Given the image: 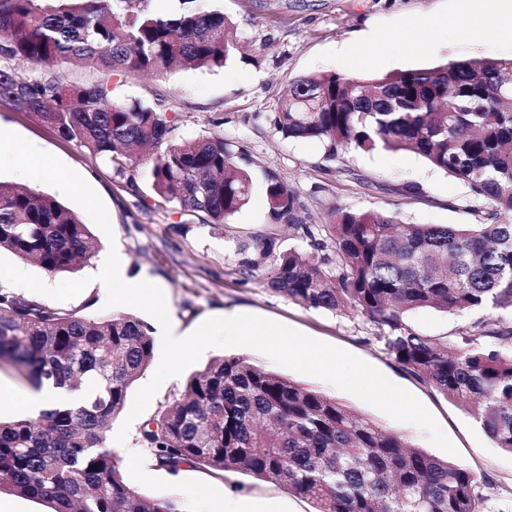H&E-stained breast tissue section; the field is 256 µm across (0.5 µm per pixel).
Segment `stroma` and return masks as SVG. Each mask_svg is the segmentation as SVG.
Masks as SVG:
<instances>
[{
  "instance_id": "35a3bbf8",
  "label": "stroma",
  "mask_w": 512,
  "mask_h": 512,
  "mask_svg": "<svg viewBox=\"0 0 512 512\" xmlns=\"http://www.w3.org/2000/svg\"><path fill=\"white\" fill-rule=\"evenodd\" d=\"M191 5L223 13L231 22L238 52L230 64L214 70L187 66L161 77L115 74L110 79L118 94L159 101L168 111L180 113L178 139L215 134L234 145L243 166L253 173L255 186L243 209L224 223H183L175 204L152 190L150 168H139L136 187H129L116 170L61 138L36 115L0 101V128L53 153L77 173H90V185L108 211L114 239L102 241L96 257L74 271V278L86 277L90 283L80 296L64 302V309L95 319L119 314V307L99 301V285L91 280L114 249L129 275L164 288L181 332L192 333L207 318L237 311L340 347L409 390L455 446V463L487 485L490 512H512V454L495 448L462 407L396 363L361 317L308 309L268 289L276 256L306 249L307 242L287 226L270 222L264 179L271 170L288 185L298 198L304 223L319 239L327 237L328 213L335 207L395 211L407 224L473 223V215L462 205L464 187L418 155L348 150L327 162L319 142L284 138L275 116L288 85L304 76L336 72L366 78L471 57H511L512 26L493 36L476 32L467 39L456 29L438 28L429 32L425 50L412 52L396 40L398 30L447 15L465 18L474 10L471 0H193ZM17 72L25 78L55 76L73 85L105 77L100 69L68 60L25 64ZM268 238L273 249L264 258L252 245ZM247 259L256 263L248 273L242 266ZM478 317L475 311L446 315L420 309L410 321L425 334L455 336ZM235 353L339 399L432 455L440 453L416 426L397 422L322 379L277 364L251 348L239 347ZM125 475L143 498H177L189 512L198 508L193 492L200 484L227 487L258 502H278L283 512L315 509L308 499L237 472L215 475L187 466L174 476L144 458Z\"/></svg>"
}]
</instances>
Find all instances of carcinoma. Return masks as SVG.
Segmentation results:
<instances>
[{
	"instance_id": "cac0c4a2",
	"label": "carcinoma",
	"mask_w": 512,
	"mask_h": 512,
	"mask_svg": "<svg viewBox=\"0 0 512 512\" xmlns=\"http://www.w3.org/2000/svg\"><path fill=\"white\" fill-rule=\"evenodd\" d=\"M221 14L158 15L145 0H0V100L35 114L65 140L115 165L134 184L152 165V189L182 216L222 224L247 203L250 171L221 135L174 137L178 115L109 81L68 85L19 79L17 63L68 58L110 71L163 74L224 67L234 57ZM287 138L342 150L422 156L466 188L474 224H405L396 212L332 211L328 241L298 215L294 193L265 172L270 220L311 251L275 260L268 288L308 309L353 311L388 354L464 407L496 447L512 453V58L474 57L364 80L338 73L289 84L276 117ZM100 248L54 197L0 181V250L48 273L74 270ZM482 310L458 347L409 315ZM153 329L134 315L91 319L0 288V365L39 390L81 393L36 418L0 420V492L53 512H185L174 498L143 500L108 433L129 389L154 359ZM153 465L243 472L316 505V512H484L464 467L414 446L336 399L242 356L213 359L181 396L139 428Z\"/></svg>"
}]
</instances>
